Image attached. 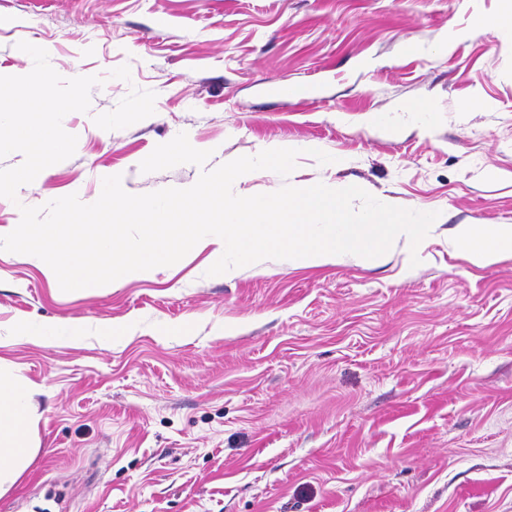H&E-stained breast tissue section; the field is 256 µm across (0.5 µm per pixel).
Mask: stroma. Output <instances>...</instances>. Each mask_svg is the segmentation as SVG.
Masks as SVG:
<instances>
[{"label": "stroma", "mask_w": 512, "mask_h": 512, "mask_svg": "<svg viewBox=\"0 0 512 512\" xmlns=\"http://www.w3.org/2000/svg\"><path fill=\"white\" fill-rule=\"evenodd\" d=\"M497 5L0 0V71L32 68L26 41L100 79L62 121L74 155L0 202L1 228L107 174L149 193L272 141L333 156L298 157L304 178L443 217L415 267L226 278L202 252L82 294L0 251V358L37 389L40 445L0 512H512V260L448 249L456 225L512 224V32L476 24ZM180 137L200 153L154 163ZM27 324L89 338L37 345Z\"/></svg>", "instance_id": "35a3bbf8"}]
</instances>
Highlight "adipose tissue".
Returning <instances> with one entry per match:
<instances>
[{"label": "adipose tissue", "instance_id": "1", "mask_svg": "<svg viewBox=\"0 0 512 512\" xmlns=\"http://www.w3.org/2000/svg\"><path fill=\"white\" fill-rule=\"evenodd\" d=\"M448 248L482 267L512 259V225H456ZM35 392L0 358V496L19 482L39 452Z\"/></svg>", "mask_w": 512, "mask_h": 512}]
</instances>
